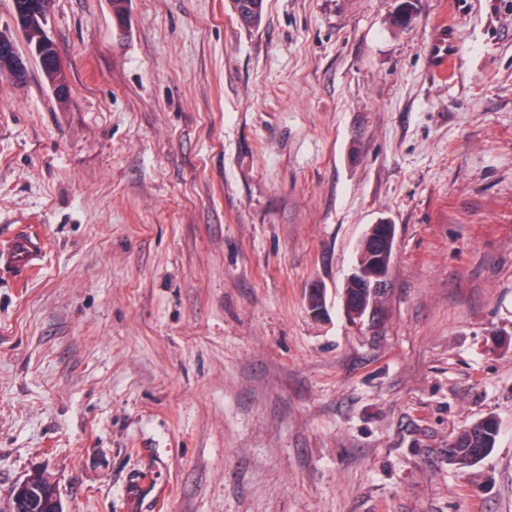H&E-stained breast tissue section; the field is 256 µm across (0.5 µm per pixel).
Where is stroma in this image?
I'll use <instances>...</instances> for the list:
<instances>
[{
  "instance_id": "stroma-1",
  "label": "stroma",
  "mask_w": 512,
  "mask_h": 512,
  "mask_svg": "<svg viewBox=\"0 0 512 512\" xmlns=\"http://www.w3.org/2000/svg\"><path fill=\"white\" fill-rule=\"evenodd\" d=\"M398 3L53 0L68 98L0 73V242L45 244L0 273V512H512V0ZM258 4V9L251 8L249 4ZM234 8V13L240 23L245 29H257L263 20V0L249 1V0H231ZM455 57L452 30L448 25V34H441L431 47L432 66L442 76H446L455 64ZM371 228L378 235L380 270L371 279L360 282L358 289H360L361 296L368 295L377 299L381 298L387 290L388 279L395 258V226L382 219L376 224H372ZM41 248L42 242L34 233L21 229L0 246V269L16 279H25L37 265ZM374 234H370L367 232L361 241L360 244V256L357 261L358 267L360 268V272L364 275H372L376 273V267H377V256L376 252L374 251V240H373ZM357 264H355L352 273L350 274L348 280L355 279L357 276ZM498 426L492 418L461 430L448 446V461L459 466L472 465L494 448ZM28 485L30 488L28 489L25 512H45L46 500L49 497L58 496L56 487L42 477L29 480Z\"/></svg>"
}]
</instances>
